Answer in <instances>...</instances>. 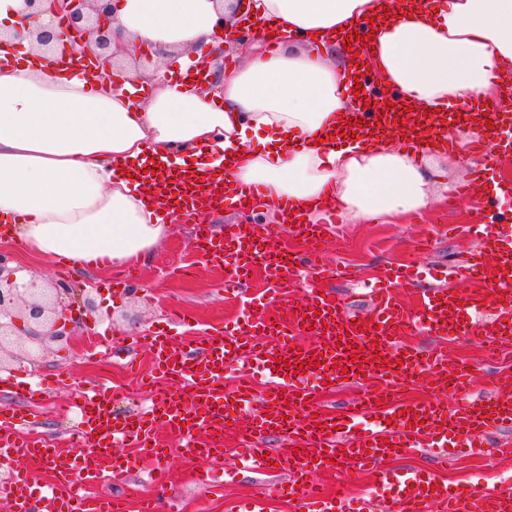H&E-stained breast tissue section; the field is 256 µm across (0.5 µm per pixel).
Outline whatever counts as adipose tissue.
Segmentation results:
<instances>
[{"label": "adipose tissue", "mask_w": 512, "mask_h": 512, "mask_svg": "<svg viewBox=\"0 0 512 512\" xmlns=\"http://www.w3.org/2000/svg\"><path fill=\"white\" fill-rule=\"evenodd\" d=\"M377 19L364 57L345 31ZM124 81L61 68L35 38L0 51V224L45 256L121 265L149 255L173 209L150 188L156 164L224 180V206L255 186L309 219L331 202L350 223H390L442 200L438 157L390 133H336L356 111L355 72L421 112H459L512 76V0H113ZM276 52L254 53L211 88L190 77L217 22ZM156 46L150 70L128 53Z\"/></svg>", "instance_id": "1"}]
</instances>
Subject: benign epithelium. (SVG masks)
Returning <instances> with one entry per match:
<instances>
[{"label":"benign epithelium","instance_id":"1","mask_svg":"<svg viewBox=\"0 0 512 512\" xmlns=\"http://www.w3.org/2000/svg\"><path fill=\"white\" fill-rule=\"evenodd\" d=\"M64 23L44 22L43 0H22L12 25V39L22 41L37 33V42L48 47L59 46L81 37L96 69L110 76L117 65L112 52V0H57ZM71 289L57 284L32 294L17 281L10 259L0 253V368L5 364L45 354L55 346L68 343L74 332L90 327L96 304L86 299L83 304L66 303Z\"/></svg>","mask_w":512,"mask_h":512}]
</instances>
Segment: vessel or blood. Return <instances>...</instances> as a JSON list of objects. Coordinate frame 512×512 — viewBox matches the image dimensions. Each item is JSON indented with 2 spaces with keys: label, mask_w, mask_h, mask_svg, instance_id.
Returning <instances> with one entry per match:
<instances>
[{
  "label": "vessel or blood",
  "mask_w": 512,
  "mask_h": 512,
  "mask_svg": "<svg viewBox=\"0 0 512 512\" xmlns=\"http://www.w3.org/2000/svg\"><path fill=\"white\" fill-rule=\"evenodd\" d=\"M355 118L364 131L382 124L397 133L407 130L404 112H359ZM473 123L490 141L498 128L512 125V113L486 106L453 113L437 123L432 148L452 150L456 127ZM157 183L186 209L216 204L224 194L222 182L201 186L172 169ZM470 232L478 239L479 250L464 269L448 266L445 285L422 290L419 305L411 312L402 308L391 290L395 284H413L414 273L407 268L389 272V287L373 290L369 311L357 317L341 310L338 300L311 288L293 302L268 307L243 328L179 343L163 331L148 337L156 369L190 393L159 388L147 406L120 416L113 410L118 390L86 388L70 402L79 415L72 445L83 458L81 472H74L56 439L17 433L14 409L1 408L0 458L19 464L9 490L11 512H128L125 498L93 497L88 489L106 479L125 483L141 460L163 464L170 450L158 435L162 429L177 436L183 456L200 461L197 480L208 483L210 464L224 460L231 423L240 421L245 424L242 438L247 446L241 463L276 476V494L298 498L303 512L336 509L335 495H313L314 475L365 467L371 468L375 482L399 486L396 512H512L511 493L451 489L436 485L431 475H400L380 465L382 454L391 451L398 455L420 448L477 451L487 447L492 430L512 425V385L507 383L484 402L455 409L439 401L413 404L400 394L406 383L429 374L436 376L439 388L462 389L472 373L468 366L449 370L446 354L424 355L397 344L404 329L443 340L464 335L496 348L512 346V249L500 246L494 225L476 224ZM235 243L246 244L248 251L238 268L229 272V285L246 286L257 267L281 284L294 277L296 270L287 253L252 225H231L218 240L206 225L197 227L196 247L203 257L222 259L225 247ZM462 271L472 288L454 286ZM490 306L497 309L490 324L477 322V315ZM305 326L311 329V342L294 343L293 334ZM344 335L349 338L345 344L340 341ZM340 358L349 359L348 368L336 367ZM301 360L307 363L304 373H293L292 364ZM241 361L255 365L257 374H244L232 389H225V371ZM309 375L325 387L333 381L355 380L363 392L351 410L337 415L319 408L312 391L304 388ZM271 432L286 441V448L269 453L262 449V440ZM121 444L130 446V454H117ZM43 465L50 466L56 482L37 490L31 470Z\"/></svg>",
  "instance_id": "obj_1"
}]
</instances>
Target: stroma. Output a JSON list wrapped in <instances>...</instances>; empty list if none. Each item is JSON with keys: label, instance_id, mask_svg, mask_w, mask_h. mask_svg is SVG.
Returning a JSON list of instances; mask_svg holds the SVG:
<instances>
[{"label": "stroma", "instance_id": "stroma-1", "mask_svg": "<svg viewBox=\"0 0 512 512\" xmlns=\"http://www.w3.org/2000/svg\"><path fill=\"white\" fill-rule=\"evenodd\" d=\"M470 165L448 162L443 166L440 183L449 187L444 202L430 205L409 215L398 224L339 222L329 236L318 264L327 271L324 287L340 298L349 311L366 312L370 297L357 284L359 278L381 277L385 268L415 265L464 266L475 247L466 229L487 221L488 212L499 218L497 229L503 247L512 248V129L504 130L495 143L493 156L470 153ZM482 170L475 196L457 198L455 188L471 169ZM260 225L286 251L304 256L300 228L279 222L272 210L254 208L247 214L227 212L210 229L224 234L228 225L241 221ZM11 253L14 266L41 280L44 286L59 279L61 260L35 256L14 240H0V250ZM139 277L127 287L112 290L108 273L102 266L74 268L68 284L75 301H83L84 290L96 287V302L108 313L106 335L121 340L164 331L175 338L200 336L211 329L245 326L257 319L266 304L302 295L304 278L276 285L264 273H256L243 294L226 291L227 266H216L198 255L194 226L181 221L172 225L148 260L137 262ZM97 336L82 333L72 345L53 348L36 364L15 362L7 367L10 375L23 377L32 387H48V404L61 406L66 396L93 381L119 388L122 399L117 408L130 411L145 404L147 394L135 374L147 371L150 354L139 348L137 369L131 370L113 359L90 358ZM449 357L475 367L472 382L464 390L437 391L434 384L418 383L405 389L408 399L429 400L439 396L448 407L474 403L494 394L500 380L512 376V351L487 352L472 340L461 337L447 341ZM393 468H421L432 471L451 485H470L482 493H512V427L498 431L492 446L482 456H460L419 451L390 460ZM192 461L180 454L169 459L170 493L178 512H236L240 500L260 495L269 478L252 470L234 476L217 473L213 487L195 483ZM334 474L318 476L321 492H335L341 483ZM345 483L351 500L362 505L363 512H394V492L390 488L369 486L364 473L351 475Z\"/></svg>", "mask_w": 512, "mask_h": 512}]
</instances>
